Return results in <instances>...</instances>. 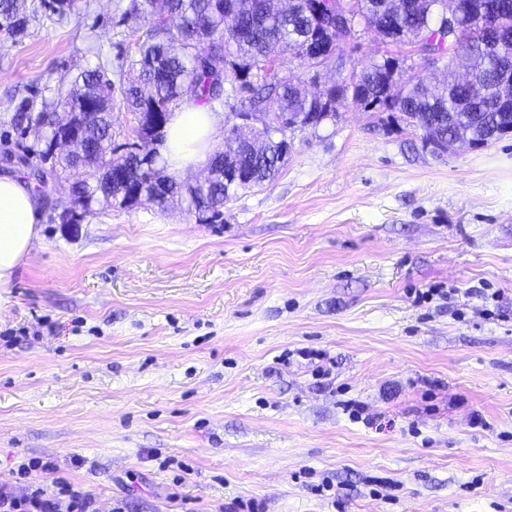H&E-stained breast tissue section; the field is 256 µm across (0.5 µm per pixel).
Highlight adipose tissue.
<instances>
[{"label":"adipose tissue","mask_w":512,"mask_h":512,"mask_svg":"<svg viewBox=\"0 0 512 512\" xmlns=\"http://www.w3.org/2000/svg\"><path fill=\"white\" fill-rule=\"evenodd\" d=\"M224 115L208 106L187 102L171 113L163 155L168 170L185 176L205 164ZM38 197L18 176L0 175V288L8 287L41 236Z\"/></svg>","instance_id":"1"}]
</instances>
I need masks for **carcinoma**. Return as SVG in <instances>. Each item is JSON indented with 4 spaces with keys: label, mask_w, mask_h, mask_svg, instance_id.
<instances>
[{
    "label": "carcinoma",
    "mask_w": 512,
    "mask_h": 512,
    "mask_svg": "<svg viewBox=\"0 0 512 512\" xmlns=\"http://www.w3.org/2000/svg\"><path fill=\"white\" fill-rule=\"evenodd\" d=\"M327 19L336 24L332 44L358 39V27L373 28L394 42L415 45V52L437 53L447 59L445 72L428 85L416 75H403L399 61L387 57L359 73L310 95L299 77L286 74L270 80V49L278 45L290 60L307 71L320 62L310 58L311 45L323 39L322 24L303 11L304 0H142L146 27L135 41L129 65L115 66L116 79H103L111 61L99 62L77 76L68 90L58 89L50 103L22 100L12 116L21 134L40 122L51 127L39 155L73 176L70 191L79 211L78 222L94 213V206L132 207L140 195L167 208L183 197L211 218L221 216L224 202L239 190L271 179L282 169L290 143L287 135L338 118L336 105L375 101L402 114L400 130L414 138L428 132L441 139H458L481 148L512 133V0H333ZM485 4L487 23L474 22ZM44 0H0V33L14 45L28 36L31 22ZM236 11L240 29L248 38L232 35L224 16ZM461 13L463 56L449 53L439 37L448 22V8ZM79 10L78 0H51L47 18L58 21ZM175 14L176 30L156 22L155 15ZM119 97L127 111L142 116L137 142H116L112 132V102ZM212 106L230 102L267 115L254 134L264 139L260 153L241 152L225 162L209 160L210 177L204 185H183L155 167L154 154L141 152L144 144L163 141L172 108L185 101ZM53 111H48L49 106ZM92 125L93 136L82 154L54 151L52 141L73 128Z\"/></svg>",
    "instance_id": "carcinoma-1"
}]
</instances>
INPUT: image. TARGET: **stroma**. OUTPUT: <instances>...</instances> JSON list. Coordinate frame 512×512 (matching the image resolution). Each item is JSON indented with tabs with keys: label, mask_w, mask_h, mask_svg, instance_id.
<instances>
[{
	"label": "stroma",
	"mask_w": 512,
	"mask_h": 512,
	"mask_svg": "<svg viewBox=\"0 0 512 512\" xmlns=\"http://www.w3.org/2000/svg\"><path fill=\"white\" fill-rule=\"evenodd\" d=\"M144 24L132 0H81L0 42L1 174L41 166L18 103L133 56ZM387 57L437 71L368 30L321 78ZM411 139L340 108L216 222L144 200L66 226L49 173L41 237L0 289V485L36 457L57 473L32 483L100 512H512V133L442 160Z\"/></svg>",
	"instance_id": "35a3bbf8"
}]
</instances>
